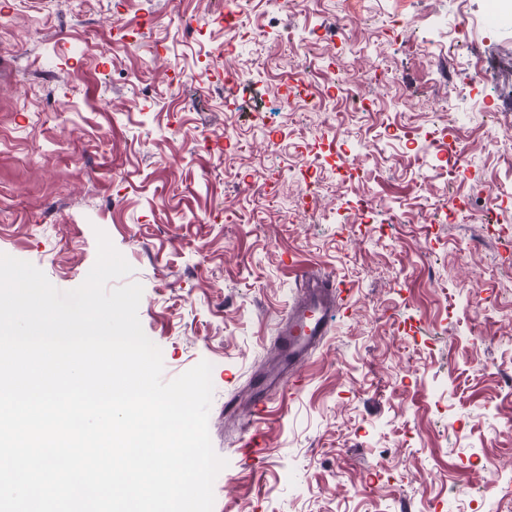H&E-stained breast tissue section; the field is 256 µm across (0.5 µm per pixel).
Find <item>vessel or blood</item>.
<instances>
[{
    "label": "vessel or blood",
    "instance_id": "obj_1",
    "mask_svg": "<svg viewBox=\"0 0 512 512\" xmlns=\"http://www.w3.org/2000/svg\"><path fill=\"white\" fill-rule=\"evenodd\" d=\"M337 299L338 286L333 278L306 280L300 301L279 327L281 361L277 371L267 380L265 392L258 394L253 401L258 413H265L269 407L268 391L288 388L290 381L297 378L299 366L327 336L326 319Z\"/></svg>",
    "mask_w": 512,
    "mask_h": 512
}]
</instances>
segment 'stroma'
<instances>
[{
	"label": "stroma",
	"mask_w": 512,
	"mask_h": 512,
	"mask_svg": "<svg viewBox=\"0 0 512 512\" xmlns=\"http://www.w3.org/2000/svg\"><path fill=\"white\" fill-rule=\"evenodd\" d=\"M220 0H0V253L59 290L80 286L103 230L132 266L138 315L164 380L212 365L208 430L226 467L213 512H512V9L497 0H308L296 16L251 0L271 36L217 57ZM498 22L487 26L488 13ZM351 22L312 51L301 93L318 100L371 68L370 111L344 121L276 112L271 80L296 67L290 29ZM444 22L463 56L438 82ZM245 70L221 96L224 71ZM454 181L394 168L410 155L397 112ZM382 136L366 176L359 130ZM249 140L237 151L234 139ZM290 148L282 174L273 140ZM318 214L294 209L303 174ZM265 177L283 208L236 192ZM456 198L442 223L434 206ZM378 206L359 221L361 201ZM404 221H387V208ZM348 290L292 393L259 422L266 451H239L251 402L278 362L277 331L305 274Z\"/></svg>",
	"instance_id": "35a3bbf8"
}]
</instances>
